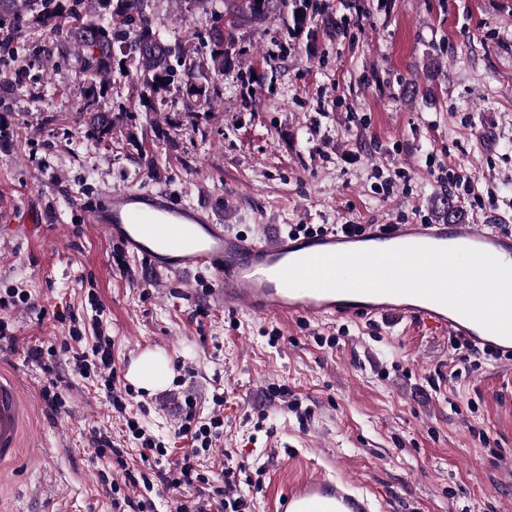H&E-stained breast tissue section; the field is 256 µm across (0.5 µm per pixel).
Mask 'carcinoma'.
Instances as JSON below:
<instances>
[{"mask_svg": "<svg viewBox=\"0 0 512 512\" xmlns=\"http://www.w3.org/2000/svg\"><path fill=\"white\" fill-rule=\"evenodd\" d=\"M151 0H0V46L15 57L25 50V31L46 30L55 38L57 56L83 78L87 136L105 143L121 134L132 145L159 139L178 128L163 111L177 91L194 102L197 119L213 112L224 74L240 67L238 28L262 24L276 6L291 8L293 28H304L318 13L314 0H179L187 14L207 6L212 24L209 50L195 38L155 20ZM128 83L146 124L129 127L128 112L103 106L112 84Z\"/></svg>", "mask_w": 512, "mask_h": 512, "instance_id": "obj_1", "label": "carcinoma"}]
</instances>
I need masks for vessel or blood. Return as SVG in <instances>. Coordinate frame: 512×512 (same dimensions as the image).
<instances>
[{"mask_svg": "<svg viewBox=\"0 0 512 512\" xmlns=\"http://www.w3.org/2000/svg\"><path fill=\"white\" fill-rule=\"evenodd\" d=\"M92 230L143 262L155 277L204 269L228 310L263 319L373 321L399 316L438 336H454L475 351L512 359V338L494 334L453 309L421 297L339 291L292 290L278 276L302 258L407 245L468 247L512 265V228L494 224H363L317 233L278 232L263 237L229 231L201 207L176 201L164 191L100 188L85 211ZM46 237L37 211L10 212L0 242L34 243ZM36 414L20 382L0 371V467L34 464L30 436ZM275 512H380L375 493L356 480L322 470L294 478L280 492Z\"/></svg>", "mask_w": 512, "mask_h": 512, "instance_id": "b4317fda", "label": "vessel or blood"}]
</instances>
